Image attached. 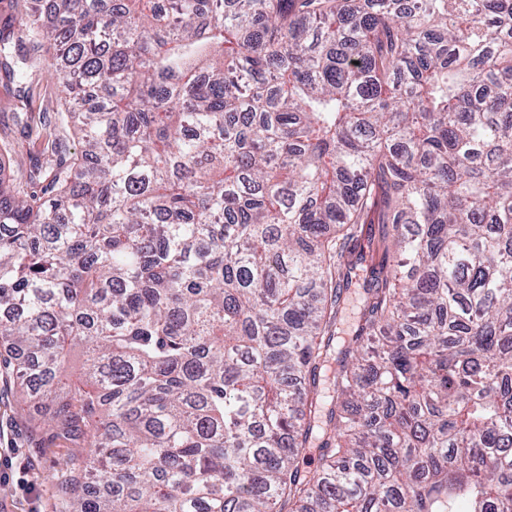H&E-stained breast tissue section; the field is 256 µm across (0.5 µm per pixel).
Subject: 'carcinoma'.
<instances>
[{
	"label": "carcinoma",
	"mask_w": 512,
	"mask_h": 512,
	"mask_svg": "<svg viewBox=\"0 0 512 512\" xmlns=\"http://www.w3.org/2000/svg\"><path fill=\"white\" fill-rule=\"evenodd\" d=\"M52 9L81 150L0 182V342L59 512H512V0Z\"/></svg>",
	"instance_id": "cac0c4a2"
}]
</instances>
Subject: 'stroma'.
I'll list each match as a JSON object with an SVG mask.
<instances>
[{
	"label": "stroma",
	"mask_w": 512,
	"mask_h": 512,
	"mask_svg": "<svg viewBox=\"0 0 512 512\" xmlns=\"http://www.w3.org/2000/svg\"><path fill=\"white\" fill-rule=\"evenodd\" d=\"M60 85L43 69L27 76L0 67V180L25 177L43 159L48 143L75 153L80 149L73 128L58 116ZM85 449L52 438L42 413L17 402L12 379L0 375V493L7 512H56L58 493L67 480V463H81Z\"/></svg>",
	"instance_id": "1"
}]
</instances>
